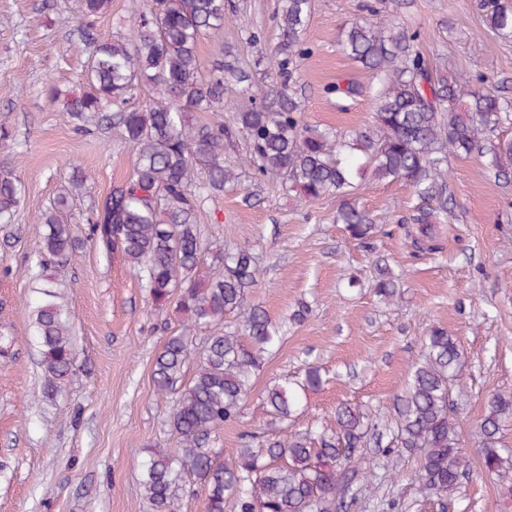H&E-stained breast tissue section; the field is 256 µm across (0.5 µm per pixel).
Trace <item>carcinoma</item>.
I'll return each mask as SVG.
<instances>
[{
	"instance_id": "obj_1",
	"label": "carcinoma",
	"mask_w": 512,
	"mask_h": 512,
	"mask_svg": "<svg viewBox=\"0 0 512 512\" xmlns=\"http://www.w3.org/2000/svg\"><path fill=\"white\" fill-rule=\"evenodd\" d=\"M73 4L81 41L89 49L83 90L62 99L52 87L47 100L52 105L63 100L74 119L85 123L92 117L97 126L138 148L130 177L111 188L88 218L90 239L145 273L155 308L175 297L182 315L212 329L197 353L184 337H168L155 360V393L176 394L169 425L181 447L154 452L142 464L141 485L154 512H178L187 474L204 491V512H224L229 502L234 512H347L346 496L368 479L363 467L368 448L397 460L415 458L420 497L438 512H448V502L471 473V460L452 397L462 353L456 337L439 326L424 337L422 357L395 399L394 416L341 403L326 426L282 438L279 426L321 384L318 371L309 369L300 380L266 387L267 434L257 442L248 436L236 457L224 462L212 446V433L239 421L266 355L282 336L263 307L248 299L259 279L248 249L220 255L223 268L214 276L194 275L205 248L198 198L202 191L220 194L238 185L237 174L224 161V141L241 132L250 145L247 163L256 174L278 177L307 202L330 193L342 198L337 221L366 248L376 224L352 199L357 180L369 174L410 186L422 205L401 222L418 225L413 246L419 249L421 239H434L435 225L453 217L449 157H487L495 179L512 185V139L498 137L503 126H512V99L496 86L474 87L464 74L434 73L417 34L366 18L343 26L340 45L377 80L373 124L348 134L310 126L301 116L290 64L308 52L312 0H280V41L269 63L272 98L235 111L233 125L226 126L220 116L228 106L224 79L236 76L235 68L217 61L204 75L197 52L202 37L223 31L224 0H139L131 38L99 33L97 19L112 0ZM479 7L489 28L512 34V0H479ZM144 81L157 96L134 106ZM191 112H215L217 121L195 125ZM197 166L208 174L199 186ZM21 201L14 169L1 168L0 224L12 223ZM69 203L70 195L62 194L44 211L46 230L28 269L39 280L31 324L50 392L63 388L74 364L71 315L60 302L58 286L43 275L72 249L70 227L60 217ZM374 292L392 301L394 276L381 271ZM231 316L238 320L237 330H221ZM194 353L197 369L185 382L184 368ZM510 421L512 392H495L486 397L475 426L482 470L503 481L512 480V456L499 448V433Z\"/></svg>"
}]
</instances>
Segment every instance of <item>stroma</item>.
Returning <instances> with one entry per match:
<instances>
[{"label": "stroma", "instance_id": "stroma-1", "mask_svg": "<svg viewBox=\"0 0 512 512\" xmlns=\"http://www.w3.org/2000/svg\"><path fill=\"white\" fill-rule=\"evenodd\" d=\"M72 0H0V126L14 134L0 147V166L15 167L24 197L13 223L0 224V512H153L142 491V460L171 451L178 437L169 425L173 398L154 392L155 358L171 334L200 349L210 331L184 320L175 305L153 308L143 279L118 255L88 239L89 214L132 172L137 150L116 136L82 133L62 104H49L45 87L80 93L78 74L87 53ZM279 0H227L224 36L198 45L202 70L220 55L249 81L227 80L224 98L243 106L271 93L262 61L278 42ZM374 14L418 34L431 65H449L512 98V37L487 28L478 0H313L306 32L308 53L293 64L297 98L307 124L352 130L371 123L375 101L363 94L341 101L328 89L372 75L340 49L342 27ZM258 40H251V33ZM243 134L224 147L240 174L236 189L201 197L200 218L209 248L200 268H215L213 254L249 249L259 283L249 292L281 323L278 351L267 358L237 424L216 431L214 445L232 460L248 432L265 431L263 391L269 384L318 369L322 383L307 396L289 426L299 432L327 424L339 403L389 414L421 339L433 326L457 336L463 352L453 397L467 422L481 415L486 397L512 391V189L504 190L479 157L448 161L454 220L436 231L438 250L412 247L401 224L417 202L399 182L360 181L354 197L376 219L372 248L353 241L337 224L339 198L314 202L284 192L274 177H256L241 160ZM88 179L72 190L74 168ZM74 192L63 220L78 245L50 272L72 313L74 372L57 395H47L29 304L27 273L41 236L42 212L59 194ZM398 275L393 304L371 290L376 262ZM304 322L290 316L299 304ZM368 481L350 512H432L418 502L410 476L414 460L391 467L375 449ZM448 512H512V482L474 470Z\"/></svg>", "mask_w": 512, "mask_h": 512}]
</instances>
